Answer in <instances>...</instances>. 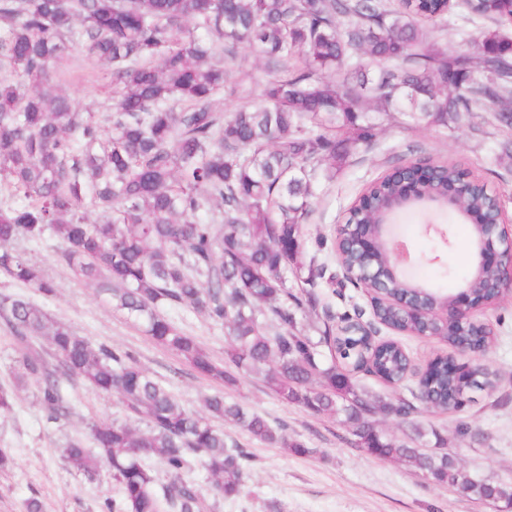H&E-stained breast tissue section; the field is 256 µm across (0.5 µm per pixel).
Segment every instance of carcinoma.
<instances>
[{"label":"carcinoma","instance_id":"carcinoma-1","mask_svg":"<svg viewBox=\"0 0 512 512\" xmlns=\"http://www.w3.org/2000/svg\"><path fill=\"white\" fill-rule=\"evenodd\" d=\"M453 0H0V63L19 81L0 80V183L17 205L0 207V275L49 295L53 284L12 248L18 237L50 235L60 259L80 280H98L112 308L205 375L235 378L162 310L178 307L224 325L226 354L237 369L261 375L281 400L342 417L353 444L379 460L402 462L419 476L486 502H512V486L479 479L447 452L426 453L378 428L380 410L413 422L425 412L456 414L474 390H490L497 372L448 374L450 356L425 368L410 397L384 398L357 383L366 358L371 374L393 388L407 380L409 355L392 342L372 345L346 327L313 288L325 265L301 249L300 229L319 184L331 179L351 150L373 137L376 112L408 123L469 125L483 112L512 135V34L503 0H464L466 19L490 20L480 39L482 77L469 58L431 44L423 24L439 26ZM194 22V28L188 23ZM202 34H197V31ZM79 41L110 67L113 102L104 131L90 112L52 95L64 53ZM240 45L254 48L270 71L260 103L224 114L214 107L226 72L218 60ZM454 191L465 209H487L490 191L453 162L419 192ZM399 166L371 182V207L354 203L345 224L366 233L383 208L405 198ZM90 203L101 221L90 223ZM207 204L219 219L200 217ZM331 253L351 265L353 237L332 239ZM373 317L379 324L437 338L461 353L491 343L488 327L461 328L408 319L403 305L446 298L416 291L417 283L378 267ZM301 286L288 287V275ZM314 320L318 336L293 331L296 315ZM0 318L18 344L23 375L37 383L49 422L71 414L67 387L80 382L115 394L130 418L94 421L90 440H69L61 462L93 478L105 470L122 500L100 512H203L186 472L205 474L213 497L244 490L248 452L224 438L227 421L254 438L298 455L262 416L218 391L204 410L185 407L127 352L74 334L42 307L0 293ZM41 338L56 363L29 347ZM168 477L163 481L157 476Z\"/></svg>","mask_w":512,"mask_h":512}]
</instances>
